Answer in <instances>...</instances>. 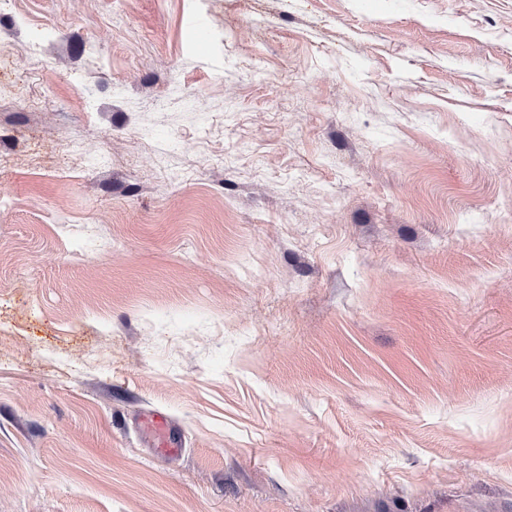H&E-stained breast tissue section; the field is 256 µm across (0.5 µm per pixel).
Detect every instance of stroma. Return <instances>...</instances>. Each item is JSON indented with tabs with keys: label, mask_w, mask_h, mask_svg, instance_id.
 <instances>
[{
	"label": "stroma",
	"mask_w": 512,
	"mask_h": 512,
	"mask_svg": "<svg viewBox=\"0 0 512 512\" xmlns=\"http://www.w3.org/2000/svg\"><path fill=\"white\" fill-rule=\"evenodd\" d=\"M0 512H512V0H0ZM143 426L152 435L153 447L158 454L175 458L182 452L181 442L173 430L168 417L162 412H153L143 420Z\"/></svg>",
	"instance_id": "obj_1"
}]
</instances>
